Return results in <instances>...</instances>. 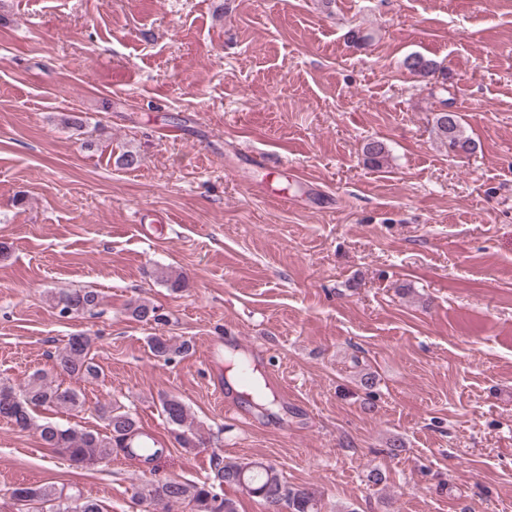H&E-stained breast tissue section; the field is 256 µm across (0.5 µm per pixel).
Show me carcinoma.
<instances>
[{"mask_svg": "<svg viewBox=\"0 0 512 512\" xmlns=\"http://www.w3.org/2000/svg\"><path fill=\"white\" fill-rule=\"evenodd\" d=\"M404 68L412 75L428 78L440 70V65L420 54L408 55L403 61ZM433 129L436 135L448 143L453 151H471L473 143L462 134L457 113L443 110L434 117ZM364 153L368 162L380 163L386 154V146L379 140L365 144ZM52 306L59 314L69 318L92 312L98 307L100 298L96 291L83 289L56 292L51 295ZM131 316L140 322H158L157 309L140 298L127 305ZM152 354L165 361L178 353L170 340L154 336L150 340ZM92 338L85 334L69 337L67 343L55 355L56 367L60 371L84 379L99 376V367L94 361ZM82 401L80 395L68 388L54 384L48 374L36 372L28 381L15 387L0 383V419L13 427L27 430L37 427L43 443L56 448L70 462L77 466L99 464L112 456L114 448H128L143 436L138 421L130 412L120 406H99L98 413L104 422L105 433L63 427L45 418L44 423L35 424L33 414L38 410H76ZM161 414L168 424L179 429H191L186 406L176 397L161 400ZM216 483L198 485L174 479L158 480L149 485L142 498L149 503L168 510L174 505H186L191 512H238V501L222 496L216 487L236 486L262 500L266 512H320V499L316 492L307 487H292L284 480L282 473L273 465L260 461H224L215 463ZM17 512H102L96 500L85 497L81 492H67L54 486H20L12 491Z\"/></svg>", "mask_w": 512, "mask_h": 512, "instance_id": "1", "label": "carcinoma"}]
</instances>
